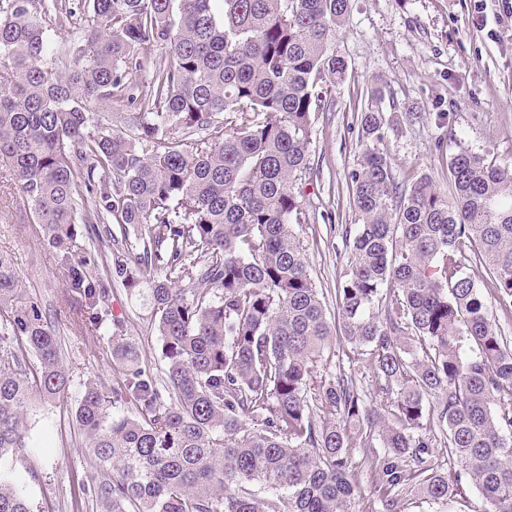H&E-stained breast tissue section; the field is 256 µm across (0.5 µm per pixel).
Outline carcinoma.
Here are the masks:
<instances>
[{
	"label": "carcinoma",
	"instance_id": "1",
	"mask_svg": "<svg viewBox=\"0 0 512 512\" xmlns=\"http://www.w3.org/2000/svg\"><path fill=\"white\" fill-rule=\"evenodd\" d=\"M350 2L0 0V162L55 249L77 324L98 331L109 298L73 254L77 207L100 242L135 244L115 265L125 287L157 273L164 378L114 320L119 377L110 391L86 382L75 412L100 473L87 493L107 512H356V453L381 473L380 512L407 495L446 506L467 482L484 512H512V347L467 273L486 271L512 314V169L461 149L451 195L429 174L399 180L378 144L421 114H387L380 83L356 117L359 224L345 229L336 323L295 233L323 76L347 68L333 40ZM52 21L84 34L71 67L49 58ZM114 101L123 130L102 111ZM70 384L0 251V461L26 447L29 401ZM122 401L135 416L109 415ZM439 447L461 464L452 481ZM0 512H34L1 474Z\"/></svg>",
	"mask_w": 512,
	"mask_h": 512
}]
</instances>
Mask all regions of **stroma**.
Masks as SVG:
<instances>
[{
	"label": "stroma",
	"instance_id": "stroma-1",
	"mask_svg": "<svg viewBox=\"0 0 512 512\" xmlns=\"http://www.w3.org/2000/svg\"><path fill=\"white\" fill-rule=\"evenodd\" d=\"M335 45L346 76L330 85V99L313 121L314 175L295 186L306 214L296 235L330 305L350 257L342 227L357 221L347 188L362 151L355 117L376 82L387 84L385 112L421 115L415 124L386 128L379 145L400 179L429 173L447 189L448 159L462 149L512 167V0H351ZM0 250L13 254L28 295L52 322L72 378L63 397L30 402L27 446L5 470L37 512H101L83 492L97 473L87 463L75 409L85 382L112 385V335L79 332L61 313L64 284L55 253L42 228L29 222L1 163ZM73 251L94 256L93 275L111 289L110 317L124 322L141 367L160 375L164 361L146 286L128 289L113 279L114 255L87 233H80Z\"/></svg>",
	"mask_w": 512,
	"mask_h": 512
}]
</instances>
